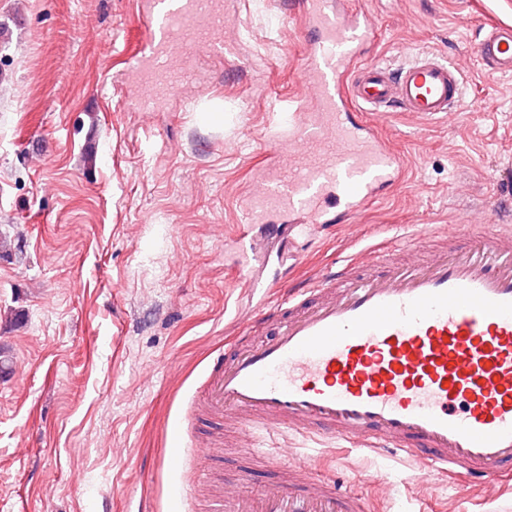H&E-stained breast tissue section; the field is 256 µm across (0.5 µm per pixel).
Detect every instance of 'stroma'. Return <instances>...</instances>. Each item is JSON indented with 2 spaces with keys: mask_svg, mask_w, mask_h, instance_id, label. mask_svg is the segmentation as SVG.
I'll return each instance as SVG.
<instances>
[{
  "mask_svg": "<svg viewBox=\"0 0 512 512\" xmlns=\"http://www.w3.org/2000/svg\"><path fill=\"white\" fill-rule=\"evenodd\" d=\"M137 0H0V512H186L198 502L169 461L226 328L270 309L242 288L236 241L254 166L269 162L304 54L282 0H224L233 53L153 112L112 77L144 38ZM386 32L371 55L446 56L465 96L455 120L396 114L387 124L409 174L356 222L310 227L267 255L281 293L409 225H512V77L477 66L473 45L512 25V0H366ZM218 477L269 482L260 434L225 425ZM283 443L313 474L338 476L376 512H512L441 474L338 449Z\"/></svg>",
  "mask_w": 512,
  "mask_h": 512,
  "instance_id": "35a3bbf8",
  "label": "stroma"
}]
</instances>
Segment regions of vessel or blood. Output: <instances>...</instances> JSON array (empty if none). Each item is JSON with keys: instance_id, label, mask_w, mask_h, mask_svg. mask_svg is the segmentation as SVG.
<instances>
[{"instance_id": "1", "label": "vessel or blood", "mask_w": 512, "mask_h": 512, "mask_svg": "<svg viewBox=\"0 0 512 512\" xmlns=\"http://www.w3.org/2000/svg\"><path fill=\"white\" fill-rule=\"evenodd\" d=\"M288 11L306 45L311 95L289 115L287 146L255 169L245 208L254 224H348L406 175L384 120L395 110L455 118L464 80L429 50L396 67L367 57L382 29L361 0H290ZM140 17L147 41L115 81L138 87L149 112L158 94L194 80L180 58L224 53V0H143ZM474 54L488 71L511 74L512 26L490 28ZM430 242L435 250L413 263L378 243L256 315L269 338L215 356L190 421L229 417L271 439L290 430L401 455L414 477L500 483L512 469V228L466 219L413 245ZM258 455L281 459L265 489L241 494L247 477L238 474L208 512H370L336 480L309 478L292 449Z\"/></svg>"}]
</instances>
